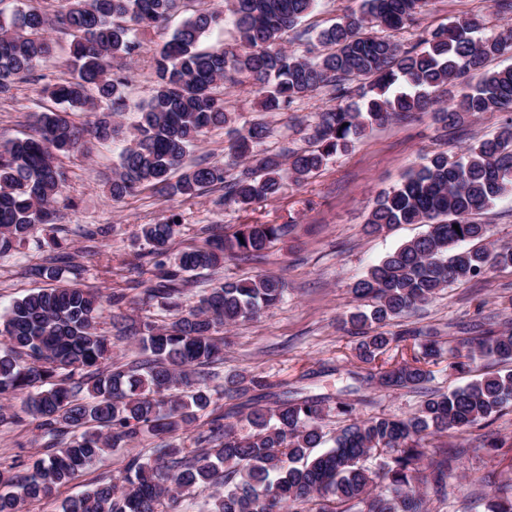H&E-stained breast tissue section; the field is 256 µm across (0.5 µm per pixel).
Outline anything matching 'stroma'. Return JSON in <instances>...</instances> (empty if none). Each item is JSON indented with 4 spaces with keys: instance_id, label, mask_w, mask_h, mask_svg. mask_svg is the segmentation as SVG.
<instances>
[{
    "instance_id": "1",
    "label": "stroma",
    "mask_w": 512,
    "mask_h": 512,
    "mask_svg": "<svg viewBox=\"0 0 512 512\" xmlns=\"http://www.w3.org/2000/svg\"><path fill=\"white\" fill-rule=\"evenodd\" d=\"M179 8L165 28L137 31L142 48L131 63L126 96L131 105L124 112L112 140L88 139L82 151L62 154L57 163L65 174L56 204L55 224L38 227L31 239L16 251L0 256V311L30 290L46 282L32 275L33 267L56 259L61 279L103 296L121 291L126 295L122 311L130 323H169V314L148 299L152 284L150 266L140 265L139 225L177 216L181 227L172 248L179 251L202 243L207 228L220 225L233 231L240 224H290L293 232L276 241L264 255L252 260L225 258L220 269L192 277L190 292L214 287L227 278L273 275L284 283L280 304L262 310L253 320L224 329V358L214 365L210 381L217 392L219 413L240 419L253 404L273 405L284 397L314 398L327 406L353 403L355 414L367 418L386 413L407 415L421 404L416 391H378L373 382L376 365L360 362L356 339L345 333L341 321L354 308L353 283L387 253L424 234L423 224H399L382 233L369 232L368 214L378 195L401 182L433 152L458 155L466 146L496 136L512 116L483 112L471 116L456 129L444 128L432 115L414 113L375 127L348 152L336 155L315 176L298 183L286 179L282 194L240 210L219 205L220 191L186 199L164 197L145 190L113 201L110 184L118 166V154L138 119L137 104L147 101L155 83L153 58L188 17ZM478 19L483 34L512 26V17L497 13L491 0H429L414 26L400 31L399 42L415 45L422 31L451 24L456 18ZM55 49L40 62L39 83L17 84L9 96L0 97V143L31 133L38 113L57 104L43 86L72 78L70 36L53 35ZM333 99L318 90L299 100L291 110L268 114L273 135L268 150L305 146V126ZM409 324L436 330L442 351L430 359L429 390L445 392L486 372L497 371V362L476 360L470 367H453L449 347L465 339L469 324L481 323L495 330L512 329V267L501 268L487 278L452 285L408 317ZM262 377L267 386L247 396L228 400L221 393L229 376ZM467 442H482L479 452L463 456L448 477V499L431 503L430 512H487L495 489L512 485V411L491 425L466 433ZM159 437L146 436L135 448L108 451L73 483L59 487L36 502L25 501L20 512H61L63 501L99 479L118 475L133 455L151 458ZM43 434L32 418L21 424L0 422V468L25 473L33 457L43 450ZM489 475L483 487H472L474 473Z\"/></svg>"
}]
</instances>
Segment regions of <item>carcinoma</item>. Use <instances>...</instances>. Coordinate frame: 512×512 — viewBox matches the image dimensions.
<instances>
[{
  "mask_svg": "<svg viewBox=\"0 0 512 512\" xmlns=\"http://www.w3.org/2000/svg\"><path fill=\"white\" fill-rule=\"evenodd\" d=\"M49 16L36 8L0 10V94L33 78L53 46L47 32H70L74 76L48 88L68 109L42 112L34 132L0 145V256L17 250L42 224L55 218L64 173L60 153L78 152L86 136L106 141L115 118L127 107L129 75L116 65L140 45L134 32L168 21L177 0H63ZM196 3L154 59L151 97L138 106L140 120L119 154L112 200L143 190L192 199L220 188L224 205L246 209L276 199L284 175L308 179L337 153L375 125L434 106L430 90L461 77L467 90L456 104L435 110L455 126L480 112H512V68L490 70L488 60L512 51V27L475 39L471 17L423 33L407 48L394 34L413 25L427 0H363L359 13L340 18L319 33L326 51L314 56L285 46L283 35L311 13L317 0H224L233 17L237 48H199L204 34L222 19ZM382 31L365 33L366 28ZM364 78L368 83L352 87ZM250 85L261 95L260 112H283L295 101L328 87L338 103L318 113L306 136L308 147L274 153L259 118L234 130L221 164L183 167L190 147L211 129L228 126L224 83ZM96 95H91V92ZM89 109L94 120L78 126L68 110ZM512 191V117L496 137L482 139L451 160L441 152L380 194L366 224L380 232L395 224H426L428 231L389 253L355 281L351 293L370 303L343 321L358 338L357 358L370 364L393 342L420 341L421 356L384 368L377 388L421 390L429 382L422 361L441 348L433 333L418 327L383 328L408 317L454 283L512 266V246L491 247V228L472 220ZM459 229H454L453 225ZM171 217L141 224L156 282L146 289L172 315L164 326H130L145 353L138 363H108L112 342L95 327L102 296L76 283L60 282L54 265L32 272L57 282L33 289L0 314V396H24L23 412L50 437L46 451L23 476L0 469V512H18L22 500H39L64 486L110 448H126L144 434H174L198 420L213 404L202 370L224 358L218 329L255 317L277 305L284 285L274 277L229 280L206 289L192 305L181 300L190 277L214 270L227 256L243 260L268 249L290 232L288 224H241L230 235H213L175 254L179 234ZM477 334L461 342L457 357L480 355L512 362V332ZM262 378L233 376L224 395L242 398L264 387ZM512 409V369L484 373L447 393L426 394L409 416H355L336 403L343 425L326 438V408L315 399H283L255 405L245 416L247 432L218 416L206 423L190 457L165 448L155 459L131 457L117 481L95 482L64 500L62 512H173L184 492L214 486L207 512H424L428 501L448 498V471L467 452L435 440L461 435ZM332 445L322 449L327 442ZM379 468L365 466L367 458ZM487 512H512V488L493 498Z\"/></svg>",
  "mask_w": 512,
  "mask_h": 512,
  "instance_id": "cac0c4a2",
  "label": "carcinoma"
}]
</instances>
